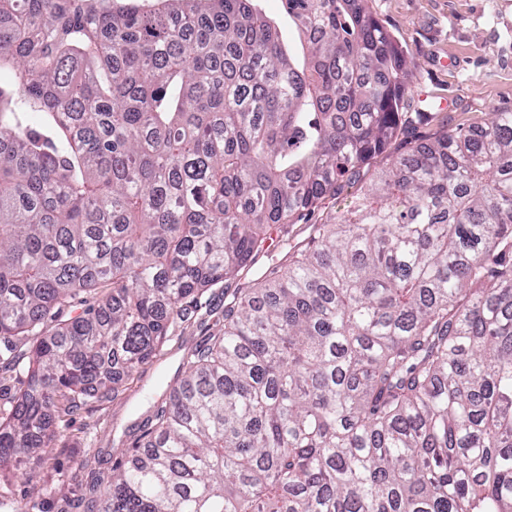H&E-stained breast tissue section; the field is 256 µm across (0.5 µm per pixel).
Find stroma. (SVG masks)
<instances>
[{
	"label": "stroma",
	"mask_w": 512,
	"mask_h": 512,
	"mask_svg": "<svg viewBox=\"0 0 512 512\" xmlns=\"http://www.w3.org/2000/svg\"><path fill=\"white\" fill-rule=\"evenodd\" d=\"M367 10L410 61L413 109L387 148L359 176L327 195L294 223L271 228L255 263L233 285L246 287L287 254L309 245L313 227L331 224L376 176L419 141L512 112V0H365ZM224 286L199 294L186 317L174 320L157 354L139 365L116 398L89 402L57 418L49 459L22 457L0 479V512H89L112 478L120 433H133L160 400L187 353L224 324ZM37 485L29 487L26 474Z\"/></svg>",
	"instance_id": "stroma-1"
}]
</instances>
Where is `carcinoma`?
I'll return each mask as SVG.
<instances>
[{
  "instance_id": "1",
  "label": "carcinoma",
  "mask_w": 512,
  "mask_h": 512,
  "mask_svg": "<svg viewBox=\"0 0 512 512\" xmlns=\"http://www.w3.org/2000/svg\"><path fill=\"white\" fill-rule=\"evenodd\" d=\"M0 0V344L29 342L0 470L117 396L399 132L365 0ZM81 293L98 295L76 317ZM96 512H512V113L414 144L224 306ZM260 8L271 19L275 20L281 30L284 41L294 55L301 54V45L297 33L288 15L285 12L282 0H261Z\"/></svg>"
}]
</instances>
